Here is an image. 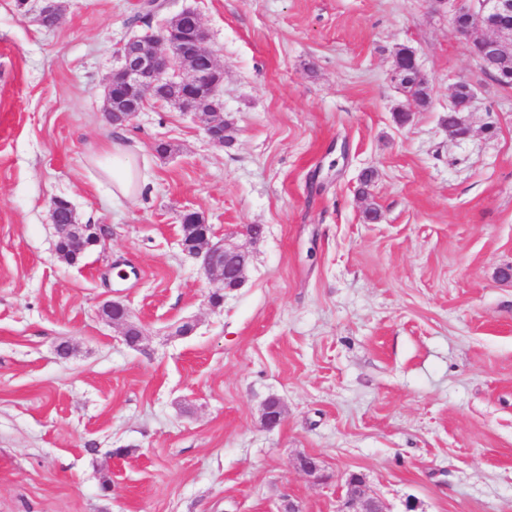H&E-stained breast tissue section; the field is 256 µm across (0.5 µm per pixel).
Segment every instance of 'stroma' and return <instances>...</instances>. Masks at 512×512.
I'll list each match as a JSON object with an SVG mask.
<instances>
[{"label":"stroma","instance_id":"35a3bbf8","mask_svg":"<svg viewBox=\"0 0 512 512\" xmlns=\"http://www.w3.org/2000/svg\"><path fill=\"white\" fill-rule=\"evenodd\" d=\"M163 2L147 26L144 0H63L45 28L42 0H0V512H336L351 473L386 512H512V89L431 0ZM185 9L224 67L221 148L170 105L104 112L119 44ZM402 46L427 106L393 78ZM116 139L137 147L132 199L91 161ZM56 197L99 230L75 265ZM187 210L249 255L220 304L178 245ZM112 299L143 349L101 317Z\"/></svg>","mask_w":512,"mask_h":512}]
</instances>
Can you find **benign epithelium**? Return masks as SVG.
Here are the masks:
<instances>
[{"instance_id":"7a95c632","label":"benign epithelium","mask_w":512,"mask_h":512,"mask_svg":"<svg viewBox=\"0 0 512 512\" xmlns=\"http://www.w3.org/2000/svg\"><path fill=\"white\" fill-rule=\"evenodd\" d=\"M469 17L467 27H453L455 37L464 40L469 53L476 58L483 70L493 74L481 46L495 41L502 31V23L512 17V0H456L453 17ZM117 54L121 65L112 70L105 87L104 111L113 125L123 126L143 111L148 99L170 104L184 112H197L204 119L203 130L208 141L217 147L228 142L229 124L224 121V107L218 90L224 81V67L212 61L211 68L200 71L193 67L194 58L200 54L212 55L208 47V33L199 14L184 10L167 23L159 32L144 37H134L121 44ZM412 66H395L400 80H420L423 72L416 55H411ZM50 215L55 222L59 239L81 240L84 247L99 241L91 224H76L71 203L57 197L50 204ZM213 231L209 224L197 225L195 240L180 239L183 252L202 259L205 272L233 290L242 285L248 263V254L240 247L221 240L212 242ZM101 314L120 327L125 342L142 348V331L129 322V310L119 300L112 299L101 307ZM284 406L280 399L269 398L262 412L266 428L280 424ZM336 512H385L380 498L369 493L361 475L350 474L337 497Z\"/></svg>"}]
</instances>
